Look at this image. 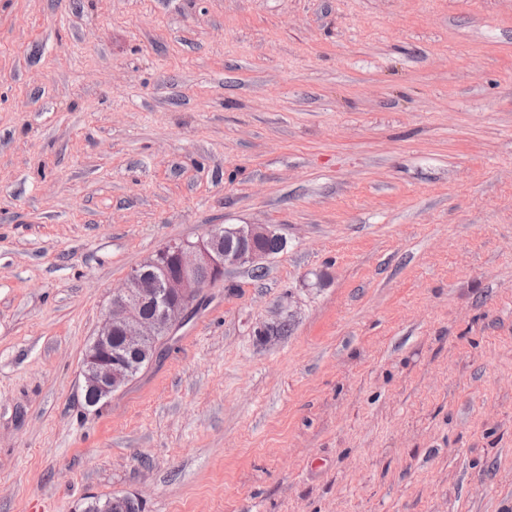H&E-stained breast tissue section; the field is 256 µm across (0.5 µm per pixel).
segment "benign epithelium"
Returning a JSON list of instances; mask_svg holds the SVG:
<instances>
[{
  "label": "benign epithelium",
  "instance_id": "1",
  "mask_svg": "<svg viewBox=\"0 0 512 512\" xmlns=\"http://www.w3.org/2000/svg\"><path fill=\"white\" fill-rule=\"evenodd\" d=\"M268 240L286 248L274 224H214L195 241L171 240L159 248L143 263L158 268L157 275L135 268L112 291L97 333L84 350L79 375L88 405L121 390L131 379L127 355L146 356L175 335L192 316L203 290L223 282L226 271L265 266L272 256L262 247ZM154 302L158 310L146 313ZM114 336L122 338L117 349L112 348Z\"/></svg>",
  "mask_w": 512,
  "mask_h": 512
}]
</instances>
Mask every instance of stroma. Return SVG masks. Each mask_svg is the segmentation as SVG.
Here are the masks:
<instances>
[{
    "label": "stroma",
    "mask_w": 512,
    "mask_h": 512,
    "mask_svg": "<svg viewBox=\"0 0 512 512\" xmlns=\"http://www.w3.org/2000/svg\"><path fill=\"white\" fill-rule=\"evenodd\" d=\"M214 224L287 247L86 406L113 288ZM112 495L512 512V0H0V512Z\"/></svg>",
    "instance_id": "1"
}]
</instances>
